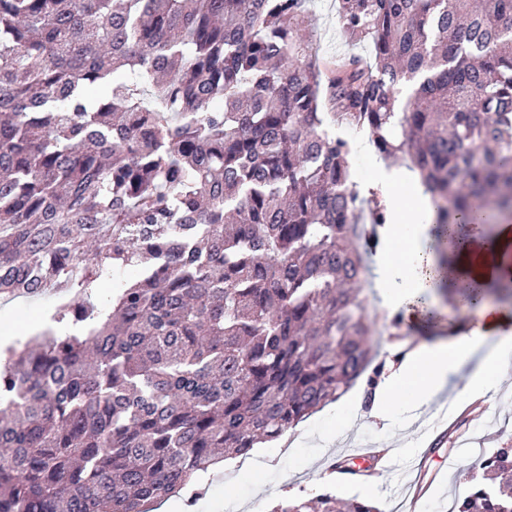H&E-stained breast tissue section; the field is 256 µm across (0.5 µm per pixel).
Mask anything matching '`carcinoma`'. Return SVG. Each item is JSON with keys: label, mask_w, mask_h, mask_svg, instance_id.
Segmentation results:
<instances>
[{"label": "carcinoma", "mask_w": 512, "mask_h": 512, "mask_svg": "<svg viewBox=\"0 0 512 512\" xmlns=\"http://www.w3.org/2000/svg\"><path fill=\"white\" fill-rule=\"evenodd\" d=\"M336 12L371 57H319L309 0H0V296L64 293L54 320L86 330L0 361V512H152L367 371L391 218L330 128L418 171L437 246L512 218V0ZM474 469L451 512H512V448Z\"/></svg>", "instance_id": "cac0c4a2"}]
</instances>
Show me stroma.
Instances as JSON below:
<instances>
[{
	"instance_id": "35a3bbf8",
	"label": "stroma",
	"mask_w": 512,
	"mask_h": 512,
	"mask_svg": "<svg viewBox=\"0 0 512 512\" xmlns=\"http://www.w3.org/2000/svg\"><path fill=\"white\" fill-rule=\"evenodd\" d=\"M311 22L306 36L319 55L369 56V43H349L340 35L335 0H311ZM57 297L0 299V352L24 344L50 329L64 334L54 321ZM370 338L375 359L393 356L405 343L433 341L448 335V320L440 318L403 325L400 338L391 335V314L371 309ZM432 407L418 412L390 401L383 417H370L364 404L362 385L299 423L292 445L273 440L261 444L255 458L263 464L253 474L242 461H226L198 478L206 492L190 500L189 490L175 496L173 512H228L229 503L240 504V512H269L274 501L312 493H331L342 498L369 497L382 512H392L403 499L409 471H418L426 487L415 512H451L458 499L471 488L475 458L501 446H512V372L496 395L456 406L453 413L430 425ZM373 446L389 457L383 479L372 492H364L359 481L331 474L329 461L355 453L359 444Z\"/></svg>"
}]
</instances>
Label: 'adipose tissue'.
<instances>
[{
  "label": "adipose tissue",
  "mask_w": 512,
  "mask_h": 512,
  "mask_svg": "<svg viewBox=\"0 0 512 512\" xmlns=\"http://www.w3.org/2000/svg\"><path fill=\"white\" fill-rule=\"evenodd\" d=\"M379 175L388 186L386 204L391 222L383 229L389 247L375 259L374 286L385 309L414 323L421 317L419 297L431 285L436 258L426 248V226L408 230L403 223L410 211H431L430 197L416 174L383 169ZM408 196L413 198V206H405ZM478 317L471 333L462 332L432 344L419 343L379 386L376 400L397 396L413 409L429 404L451 378L460 375L463 361L472 352L471 338L475 335L494 336L498 342L486 351L480 365L463 377L457 396L466 399L496 391L502 372L512 365V310L487 303L479 308Z\"/></svg>",
  "instance_id": "obj_1"
}]
</instances>
